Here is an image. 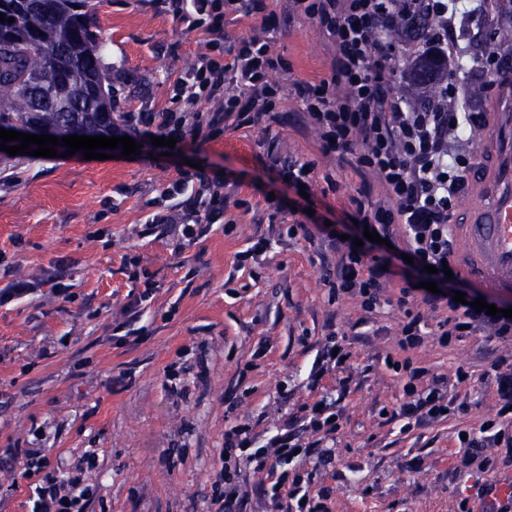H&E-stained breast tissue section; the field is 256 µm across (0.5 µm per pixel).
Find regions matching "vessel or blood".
<instances>
[{
  "label": "vessel or blood",
  "mask_w": 512,
  "mask_h": 512,
  "mask_svg": "<svg viewBox=\"0 0 512 512\" xmlns=\"http://www.w3.org/2000/svg\"><path fill=\"white\" fill-rule=\"evenodd\" d=\"M497 111L477 139V195L466 223L454 225L460 276L488 292L512 293V69L496 75Z\"/></svg>",
  "instance_id": "vessel-or-blood-1"
}]
</instances>
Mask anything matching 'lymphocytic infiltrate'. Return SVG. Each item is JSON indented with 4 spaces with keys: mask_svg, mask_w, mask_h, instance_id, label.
Wrapping results in <instances>:
<instances>
[{
    "mask_svg": "<svg viewBox=\"0 0 512 512\" xmlns=\"http://www.w3.org/2000/svg\"><path fill=\"white\" fill-rule=\"evenodd\" d=\"M172 12L186 33L206 37L197 60L175 81L171 94L178 110L129 112L125 134L145 137L211 140L223 135L228 121L256 124L269 119L280 83L272 80L282 66L268 38L256 36L228 43L224 40L227 15L246 11L262 17L268 0H169ZM436 24L432 39L420 45H395L390 33L404 23L406 0H291L290 14L318 18L334 46L331 75L318 85L298 86L297 94L307 114L308 126L326 152L338 161L355 156L358 171L373 174L384 195L382 204L366 207L352 199L354 221L319 224L315 233L336 247L339 260L331 282L332 295L359 297L366 314H375L382 293L395 274L393 259L408 255L399 305L428 306L445 312L438 324V342L452 347L471 336L512 342V318L476 312L453 299L457 281L441 268L453 262L450 220L456 201L467 185L475 154L471 148L479 113L468 111L467 100L450 78L439 81L429 108L414 107L395 77L409 55L426 52L458 54L448 41L451 29L463 26L471 10H484L483 0H424ZM163 210L153 216L156 224H177L181 237L194 242L204 224L224 222L225 197L221 184L203 173L186 172L165 191ZM383 240L377 255L357 247L365 231ZM435 282L437 292L425 285ZM420 315L408 314L401 327L399 348L403 357L391 369L403 380V399L388 410L387 420L406 434L426 424L458 419L455 430L470 453L466 465L477 472L493 471L486 456L489 448L512 449V353L495 358L490 372L473 376L457 368L452 378L432 375L415 365L410 349L422 342ZM355 354L346 338L330 331L307 371L309 387H318L328 371H336L335 392L319 404L305 405L275 431H255L249 424H234L224 431V460L216 472L224 484L221 512H246L239 492V477L248 467L266 471L262 499L274 512H328L329 491L313 488L309 473L288 471L292 461H311L315 467L333 464L337 436L343 427L342 404L352 391ZM492 385L497 412L481 426L463 423L471 404L472 383ZM87 488L78 480H49L35 486L32 512H83Z\"/></svg>",
    "mask_w": 512,
    "mask_h": 512,
    "instance_id": "lymphocytic-infiltrate-1",
    "label": "lymphocytic infiltrate"
}]
</instances>
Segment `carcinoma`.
<instances>
[{
    "label": "carcinoma",
    "mask_w": 512,
    "mask_h": 512,
    "mask_svg": "<svg viewBox=\"0 0 512 512\" xmlns=\"http://www.w3.org/2000/svg\"><path fill=\"white\" fill-rule=\"evenodd\" d=\"M0 125L33 135L112 136L124 112L103 89L102 39L91 30L90 0H0ZM14 18L10 23L7 18ZM434 18L410 3L404 36L427 41ZM512 44L503 22L486 39V50ZM448 71L441 56H422L411 67L408 87L421 103Z\"/></svg>",
    "instance_id": "1"
}]
</instances>
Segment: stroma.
<instances>
[{"label":"stroma","mask_w":512,"mask_h":512,"mask_svg":"<svg viewBox=\"0 0 512 512\" xmlns=\"http://www.w3.org/2000/svg\"><path fill=\"white\" fill-rule=\"evenodd\" d=\"M105 48L106 92L126 111L169 107V86L200 53L203 36L185 33L161 0H92ZM267 21L239 12L224 39L271 38L284 67L275 119L229 124L222 137L176 144L170 155L144 143L136 159L0 155V289L15 279L33 292L0 303V512H30L37 484L80 476L86 512H216L224 490L215 472L224 429L247 420L271 430L312 401L303 369L330 328L345 332L359 366L344 407L336 470H317L332 490L329 512H460L480 476L462 471L454 420L410 433L379 418L400 402L402 383L383 360L398 352L405 314L393 279L385 305L362 323L358 299H333L327 271L336 252L319 241L279 236L312 209L344 223L351 197L379 202L374 176L324 152L305 125L297 81L329 74L332 45L315 20L289 16L269 0ZM125 73L126 83L116 82ZM315 168L310 197L278 179L270 154ZM225 177L227 218L191 244L152 223L162 191L186 171ZM260 238L258 264L234 257ZM141 275L131 280L129 262ZM66 269L65 295L50 276ZM147 293L136 334L126 305ZM412 350L434 375L457 366L482 373L505 345L472 337L440 347L435 319Z\"/></svg>","instance_id":"stroma-1"}]
</instances>
